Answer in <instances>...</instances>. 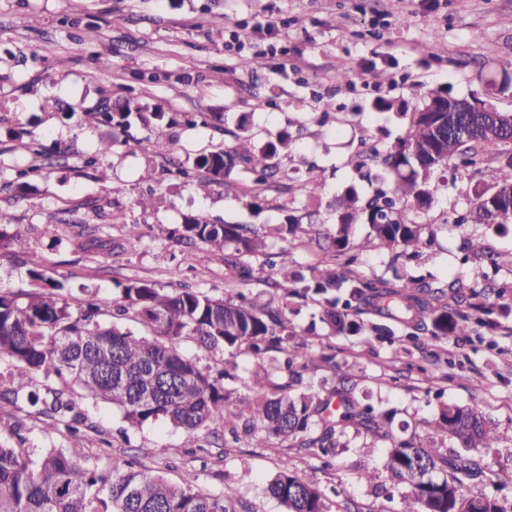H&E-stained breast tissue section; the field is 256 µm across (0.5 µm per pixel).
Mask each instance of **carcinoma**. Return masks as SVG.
Instances as JSON below:
<instances>
[{
  "mask_svg": "<svg viewBox=\"0 0 512 512\" xmlns=\"http://www.w3.org/2000/svg\"><path fill=\"white\" fill-rule=\"evenodd\" d=\"M144 107L130 102L112 105L102 99L96 113L107 122L127 119L131 110ZM497 134L487 135L484 121L470 112H412L407 136L383 151H374L381 169L390 179L387 190L365 204L347 193L336 198L339 220L336 229L325 232L332 259L322 260L293 273L277 272L272 280L283 290L279 308L259 307L244 293L237 299H214L195 288L163 291L147 280H131L121 290V300L91 295L78 300L76 312L62 295L64 285L41 271H31L34 288L23 294L0 290V365L10 369L0 384V407L20 399L38 408L46 427L62 426L72 434L86 425L71 393L80 389L95 401L122 412L132 427L163 422L190 433L210 432L221 424L234 431L242 425L252 439L262 437L290 441L301 448H315L327 455L337 447V428L349 422L373 438L390 443L386 469L407 488L400 496L399 512H506L499 500L465 493L468 485L485 477V467L470 451L493 448L501 439L498 424L478 404H441L436 426L454 449L435 454L421 444L394 441L388 417L351 395L333 389L324 393L290 394V383L272 384L248 399H236L224 390V371L212 372L185 355L180 346L194 340L210 351L233 353L242 344L259 358L270 352L284 354L289 379L326 361L324 353H294L288 350L290 321L288 298L317 296L323 303L322 321L335 332L360 333L362 326L350 316L360 311L400 314L415 331H428L436 339L448 333L469 336L475 321L448 315L439 295L454 288L459 297L466 285L454 279L441 287L421 286L414 279L396 276L399 285L369 280L344 269L341 257L356 251L413 249L416 257L420 229L403 218V207L431 206L438 191L434 174L450 165L480 174L487 162L500 158L491 187L502 196L512 194V113L499 119ZM288 131L276 141L256 145L253 135L240 126L232 145L197 155L193 168L205 172L197 186L203 192L218 184L235 199L248 197L236 174L245 171L256 185L276 173V154L290 146ZM249 206H259L251 196ZM364 219L371 231L363 239H351V229ZM469 224H512L504 208H490L479 198L461 217ZM298 223L212 224L193 219L181 225L182 238L200 242L204 248L188 252L184 260L202 263L214 251L231 246L224 266L242 286L254 279V263L275 268L268 253L272 240L286 241ZM114 307L134 313L152 335H136L101 323L99 317ZM45 381L46 393L35 386ZM320 430H310L313 419ZM83 449H49L31 460L24 448L0 444V512H234L222 495L203 491L198 477L185 472L178 482L164 474H149L128 465L106 471L82 461ZM268 493L287 512H330L326 496L316 484L288 470L268 485Z\"/></svg>",
  "mask_w": 512,
  "mask_h": 512,
  "instance_id": "cac0c4a2",
  "label": "carcinoma"
}]
</instances>
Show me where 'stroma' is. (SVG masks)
<instances>
[{
    "mask_svg": "<svg viewBox=\"0 0 512 512\" xmlns=\"http://www.w3.org/2000/svg\"><path fill=\"white\" fill-rule=\"evenodd\" d=\"M24 16L37 17L36 27L22 26ZM100 56L110 60L108 70H98ZM340 65L348 79L338 77ZM380 71L386 81L376 80ZM510 78L512 0H0V228L7 233L0 241V289L29 290L34 269L65 282L76 299L88 292L120 296L132 278L235 299L239 286L227 278L222 254L194 266L184 262L176 230L187 218L278 224L294 215L299 226L277 265L315 264L326 254L313 239L322 225L336 223L335 198L351 192L365 202L378 188L349 165V156L368 158L371 148L406 136L414 106L441 87L512 112V89L500 88ZM105 97H135L177 118L165 151L145 141L158 124L151 113L130 116L124 128L102 122L93 108ZM381 99L394 102V110H377ZM201 104L223 113V126L197 116ZM185 113L196 115L195 125L180 124ZM243 125L260 144L282 130L293 138L257 210L218 187L199 193L201 173L192 167L197 154L230 145ZM108 139L111 151L99 154ZM435 179L441 191L433 205L407 212L421 226V260L362 252L352 269L389 282L398 267L442 283L462 277L479 293L461 302L447 295L449 312L474 318L477 305L492 306L498 330L413 338L406 323L363 313L357 322L382 327L384 335H336L322 322L320 303L300 299L291 325L306 335L309 350L326 351L329 359L290 383V392L352 388L360 403L391 416L396 440L441 453L451 443L433 423L440 404L479 403L508 439L476 456L494 472H511L512 266L500 267L493 281L501 291L489 293L482 267L461 265L460 249L468 241L512 252V226L454 224L475 185L491 184L490 173L476 178L448 167ZM311 180L322 191L310 202ZM148 192L151 205L137 206ZM116 208L135 224L136 240H128L125 226L108 223ZM85 228L116 242V250L83 249ZM182 347L200 366L224 369L231 395L256 392L257 360L248 347L231 355L193 341ZM76 401L90 422L78 435L47 429L21 400L0 410V444L23 443L33 457L45 448H81L105 470L134 457L142 470L164 471L174 481L189 469L200 488L224 494L235 512H286L265 493L285 469L314 481L331 512H388L386 494L404 491L385 467V443L351 426L324 457L278 440L257 445L220 426L208 436L162 423L130 429L111 405L81 395ZM160 443L171 450L164 464L144 454ZM367 472L372 481L364 480Z\"/></svg>",
    "mask_w": 512,
    "mask_h": 512,
    "instance_id": "stroma-1",
    "label": "stroma"
}]
</instances>
